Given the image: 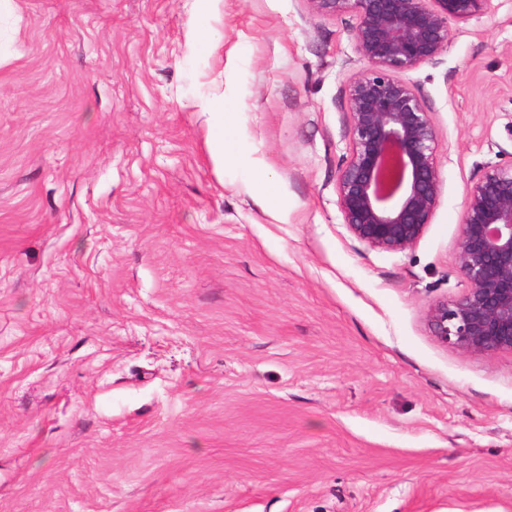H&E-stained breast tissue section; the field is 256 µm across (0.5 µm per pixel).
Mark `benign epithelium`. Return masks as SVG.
I'll list each match as a JSON object with an SVG mask.
<instances>
[{
	"mask_svg": "<svg viewBox=\"0 0 512 512\" xmlns=\"http://www.w3.org/2000/svg\"><path fill=\"white\" fill-rule=\"evenodd\" d=\"M316 15L352 14L365 68L345 96L351 150L341 163L343 224L369 248L401 252L423 235L442 196L436 130L402 74L448 52L449 23L480 22L491 0H305ZM458 267L466 293L433 304L435 338L463 355L512 352V162L490 164L465 189Z\"/></svg>",
	"mask_w": 512,
	"mask_h": 512,
	"instance_id": "benign-epithelium-1",
	"label": "benign epithelium"
}]
</instances>
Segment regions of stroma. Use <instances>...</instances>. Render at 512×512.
I'll list each match as a JSON object with an SVG mask.
<instances>
[{"label":"stroma","instance_id":"1","mask_svg":"<svg viewBox=\"0 0 512 512\" xmlns=\"http://www.w3.org/2000/svg\"><path fill=\"white\" fill-rule=\"evenodd\" d=\"M184 4L0 0V512H512V352L427 320L512 161V0L404 75L443 193L402 252L337 203L356 17L221 0L205 57ZM201 111L208 116L207 146L217 174H223L224 162L233 154V145L224 140V112H228L224 93L212 94L200 104Z\"/></svg>","mask_w":512,"mask_h":512}]
</instances>
